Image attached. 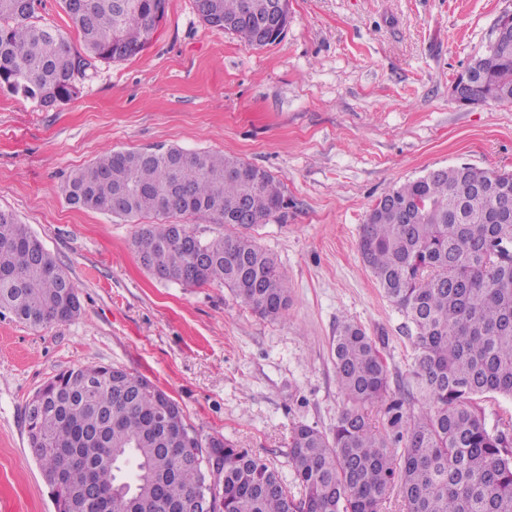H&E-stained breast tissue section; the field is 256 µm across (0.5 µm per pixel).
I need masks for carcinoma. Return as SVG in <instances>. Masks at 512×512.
I'll use <instances>...</instances> for the list:
<instances>
[{"instance_id": "cac0c4a2", "label": "carcinoma", "mask_w": 512, "mask_h": 512, "mask_svg": "<svg viewBox=\"0 0 512 512\" xmlns=\"http://www.w3.org/2000/svg\"><path fill=\"white\" fill-rule=\"evenodd\" d=\"M83 51L35 21L39 0H0V90L42 107L77 96L75 77L95 61L140 54L167 0H61ZM199 18L252 47L269 0H195ZM465 70L473 95L512 91V38L489 44ZM512 197V171L437 168L387 192L362 225L365 268L404 316L414 349L412 383L394 391L375 339L345 319L331 353L344 408L325 432L294 425L288 443L296 489L272 464L227 439L202 437L179 404L146 377L111 365L61 372L25 416L28 446L52 489L56 512H190L198 495L213 512H512V433L487 427L474 400L512 397V222L496 218ZM61 194L78 209L122 218L233 214L249 224L204 239L188 224H146L133 246L155 278L188 287L220 284L268 320L288 307V279L248 231L284 203L280 181L241 159L169 147L109 150L72 172ZM205 263L191 270L193 255ZM79 299L59 265L13 211L0 208V316L33 328L64 322ZM429 402L415 417L413 400ZM384 406L383 428L369 418ZM222 460L217 484L207 460Z\"/></svg>"}]
</instances>
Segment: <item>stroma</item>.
Wrapping results in <instances>:
<instances>
[{"label": "stroma", "mask_w": 512, "mask_h": 512, "mask_svg": "<svg viewBox=\"0 0 512 512\" xmlns=\"http://www.w3.org/2000/svg\"><path fill=\"white\" fill-rule=\"evenodd\" d=\"M512 0H290L283 37L254 48L168 0L147 48L100 63L74 99L43 110L0 92V208L66 268L75 319L32 329L0 316V512H56L27 445L24 408L59 372L109 364L147 376L202 434L292 480L295 423L330 430L343 408L331 357L341 319L409 377L405 319L359 252L390 189L467 163L512 170V102L463 106L450 89ZM177 146L268 170L282 208L252 229L290 286L275 321L227 288L154 278L132 246L142 220L70 206L60 186L102 151Z\"/></svg>", "instance_id": "1"}]
</instances>
